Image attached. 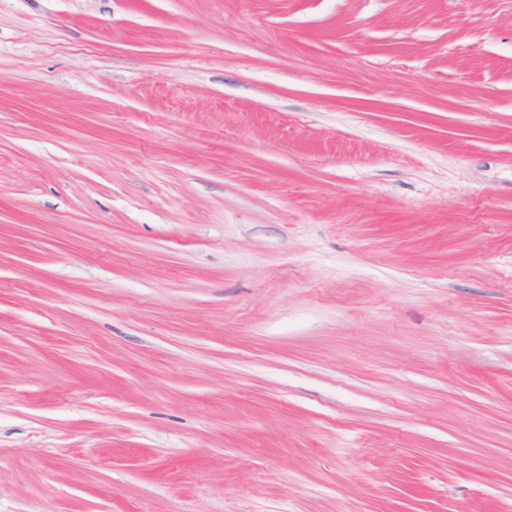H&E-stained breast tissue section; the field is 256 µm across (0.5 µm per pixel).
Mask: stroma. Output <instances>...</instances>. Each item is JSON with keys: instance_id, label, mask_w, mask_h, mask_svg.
Wrapping results in <instances>:
<instances>
[{"instance_id": "stroma-1", "label": "stroma", "mask_w": 512, "mask_h": 512, "mask_svg": "<svg viewBox=\"0 0 512 512\" xmlns=\"http://www.w3.org/2000/svg\"><path fill=\"white\" fill-rule=\"evenodd\" d=\"M0 512H512V0H0Z\"/></svg>"}]
</instances>
